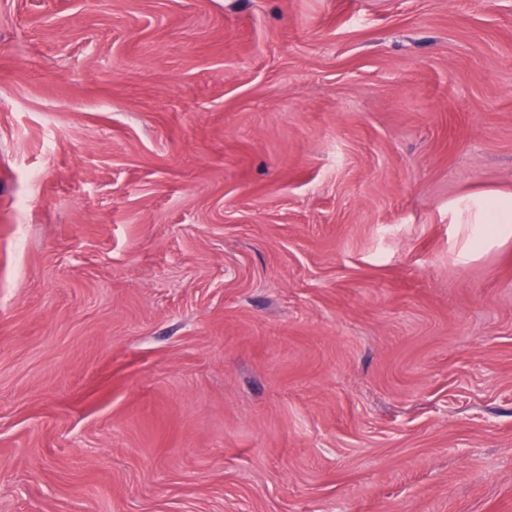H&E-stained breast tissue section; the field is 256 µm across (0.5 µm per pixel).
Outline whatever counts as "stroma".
Instances as JSON below:
<instances>
[{
  "label": "stroma",
  "instance_id": "stroma-1",
  "mask_svg": "<svg viewBox=\"0 0 512 512\" xmlns=\"http://www.w3.org/2000/svg\"><path fill=\"white\" fill-rule=\"evenodd\" d=\"M512 0H0V512H512ZM469 224L485 225L484 234L477 240L481 247L494 238L512 236V196L488 195L473 200Z\"/></svg>",
  "mask_w": 512,
  "mask_h": 512
}]
</instances>
